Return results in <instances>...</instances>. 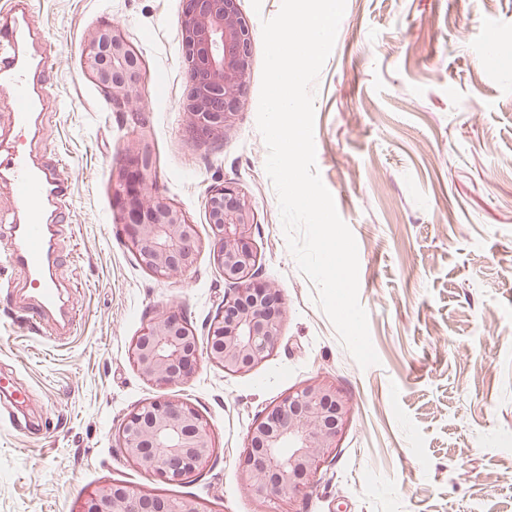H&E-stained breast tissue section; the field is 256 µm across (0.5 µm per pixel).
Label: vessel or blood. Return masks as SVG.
Returning <instances> with one entry per match:
<instances>
[{
    "mask_svg": "<svg viewBox=\"0 0 512 512\" xmlns=\"http://www.w3.org/2000/svg\"><path fill=\"white\" fill-rule=\"evenodd\" d=\"M29 41L28 2L12 0L9 11L0 13V83L9 88L13 99L10 127L33 136L38 132V112L51 97L52 86L45 78L46 53L31 50ZM0 176L9 182L13 199L5 257L28 288L25 307L30 318L67 322L71 307L60 298L54 270L63 231L59 218L67 208L69 185L53 158L36 157L27 147L0 150Z\"/></svg>",
    "mask_w": 512,
    "mask_h": 512,
    "instance_id": "obj_1",
    "label": "vessel or blood"
}]
</instances>
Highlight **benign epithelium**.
I'll return each instance as SVG.
<instances>
[{
  "mask_svg": "<svg viewBox=\"0 0 512 512\" xmlns=\"http://www.w3.org/2000/svg\"><path fill=\"white\" fill-rule=\"evenodd\" d=\"M188 73L182 109L188 129L218 143L233 129L244 106L252 65V28L239 0H187L178 20ZM86 74L112 107L142 101L143 69L122 27L107 23L88 33L82 54ZM126 161L112 171L115 223L128 250L152 274L176 279L197 260V225L168 198L147 187L156 162L148 138L138 133L125 147ZM213 261L233 286L208 326L206 355L226 373L244 374L266 361L281 336L285 308L273 284L257 280V228L251 199L232 185L207 197ZM130 358L138 374L161 388L188 381L199 360V342L185 316L169 307L152 312L135 337ZM353 412L336 387L316 379L270 404L252 423L241 481L264 503L307 495L339 446ZM116 448L145 472L167 483L183 481L214 459L216 443L202 414L165 396L129 414L119 427ZM79 512H204L192 496L173 505L154 494L105 482L89 492Z\"/></svg>",
  "mask_w": 512,
  "mask_h": 512,
  "instance_id": "1",
  "label": "benign epithelium"
}]
</instances>
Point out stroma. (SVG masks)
Returning a JSON list of instances; mask_svg holds the SVG:
<instances>
[{
    "label": "stroma",
    "instance_id": "stroma-1",
    "mask_svg": "<svg viewBox=\"0 0 512 512\" xmlns=\"http://www.w3.org/2000/svg\"><path fill=\"white\" fill-rule=\"evenodd\" d=\"M186 0H29L44 31L54 101L41 151L68 178L71 235L61 272L75 307L70 336L33 329L0 262V512H78L112 481L161 496L193 494L207 512H264L243 487L247 432L269 404L320 378L354 413L310 498L275 512H512V0H346L314 86L316 164L359 256V302L378 365L363 369L314 300L288 250L268 149L257 128L263 21L282 0H239L253 33L247 101L223 144L189 135L178 29ZM121 25L144 67L135 112L112 109L82 69L86 33ZM143 132L154 189L198 228L197 263L162 279L114 222L113 168ZM231 182L256 210L259 278L285 303L282 336L251 372L199 358L161 389L130 360L155 309L171 306L198 337L224 303L205 202ZM167 396L199 410L216 459L167 484L116 448L123 420Z\"/></svg>",
    "mask_w": 512,
    "mask_h": 512
}]
</instances>
